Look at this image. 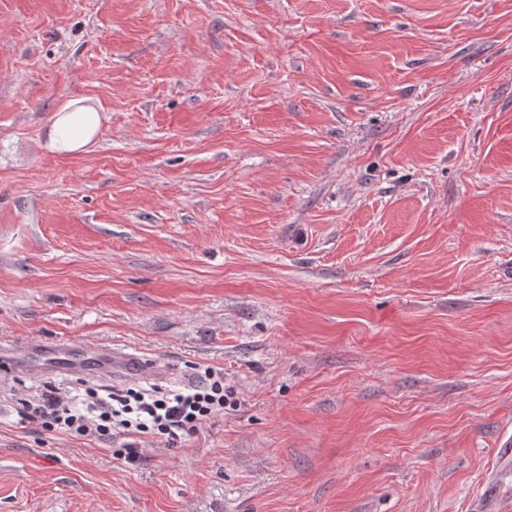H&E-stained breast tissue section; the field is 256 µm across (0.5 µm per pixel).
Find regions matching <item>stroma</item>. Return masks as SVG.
I'll list each match as a JSON object with an SVG mask.
<instances>
[{
	"instance_id": "obj_1",
	"label": "stroma",
	"mask_w": 512,
	"mask_h": 512,
	"mask_svg": "<svg viewBox=\"0 0 512 512\" xmlns=\"http://www.w3.org/2000/svg\"><path fill=\"white\" fill-rule=\"evenodd\" d=\"M41 340L235 403L128 464ZM0 343V512H512V0H0ZM96 124L92 112H69L60 116L50 132V146L58 151L69 152L84 144ZM93 352L107 361L114 378L129 376L161 377L172 373V368L136 352L119 350L108 344L92 345Z\"/></svg>"
}]
</instances>
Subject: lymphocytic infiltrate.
Here are the masks:
<instances>
[{
    "label": "lymphocytic infiltrate",
    "mask_w": 512,
    "mask_h": 512,
    "mask_svg": "<svg viewBox=\"0 0 512 512\" xmlns=\"http://www.w3.org/2000/svg\"><path fill=\"white\" fill-rule=\"evenodd\" d=\"M232 397L224 386L223 370L209 367L198 384L185 390L131 385L104 397L89 392L81 410L72 408L66 393L49 384L36 397L22 400L17 414L20 423H35L47 431L59 429L75 437L157 436L174 447L223 411Z\"/></svg>",
    "instance_id": "obj_1"
}]
</instances>
